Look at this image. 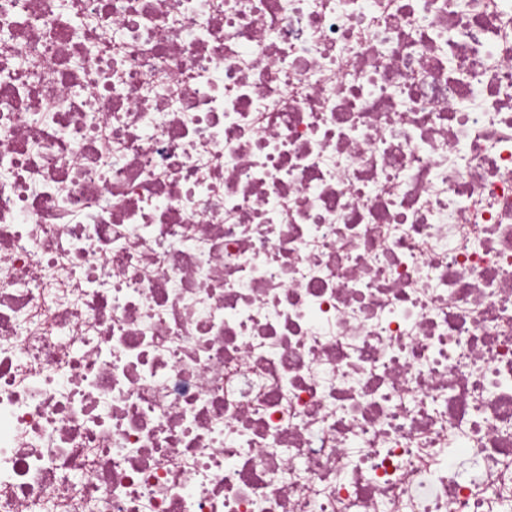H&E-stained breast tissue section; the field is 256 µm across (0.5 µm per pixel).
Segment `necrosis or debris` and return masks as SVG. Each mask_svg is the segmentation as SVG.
<instances>
[{
  "mask_svg": "<svg viewBox=\"0 0 512 512\" xmlns=\"http://www.w3.org/2000/svg\"><path fill=\"white\" fill-rule=\"evenodd\" d=\"M0 512H512V0H0Z\"/></svg>",
  "mask_w": 512,
  "mask_h": 512,
  "instance_id": "1",
  "label": "necrosis or debris"
}]
</instances>
